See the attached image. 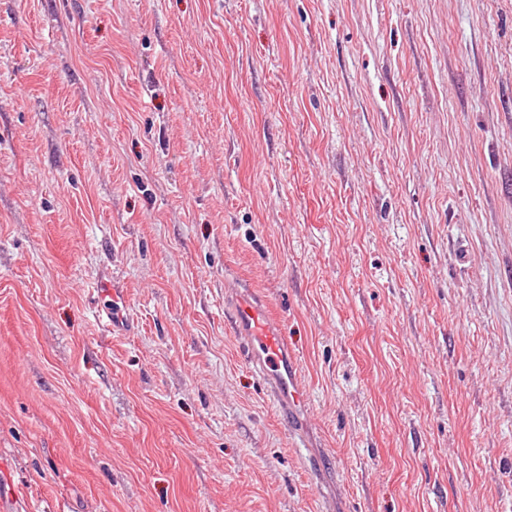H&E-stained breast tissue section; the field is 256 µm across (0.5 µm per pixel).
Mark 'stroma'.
Wrapping results in <instances>:
<instances>
[{
	"instance_id": "obj_1",
	"label": "stroma",
	"mask_w": 512,
	"mask_h": 512,
	"mask_svg": "<svg viewBox=\"0 0 512 512\" xmlns=\"http://www.w3.org/2000/svg\"><path fill=\"white\" fill-rule=\"evenodd\" d=\"M0 512H512V0H0ZM102 296H109L112 304L106 307V317L102 321L105 330L113 336H120L130 332L134 325V318L127 313L125 307V288L121 281L114 275L111 280L101 281ZM225 309L248 365L264 382L283 424L292 434L301 435L299 415L306 396L297 381V359L281 334L278 316L250 288H237L224 296Z\"/></svg>"
}]
</instances>
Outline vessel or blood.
I'll return each instance as SVG.
<instances>
[{
	"label": "vessel or blood",
	"mask_w": 512,
	"mask_h": 512,
	"mask_svg": "<svg viewBox=\"0 0 512 512\" xmlns=\"http://www.w3.org/2000/svg\"><path fill=\"white\" fill-rule=\"evenodd\" d=\"M101 286L103 295L111 299L103 321L106 331L115 336L130 332L134 319L125 309L123 284L115 278L102 281ZM224 307L248 365L263 381L283 424L292 434H301L299 415L306 397L297 381V359L281 334L278 316L247 288L226 295Z\"/></svg>",
	"instance_id": "obj_1"
}]
</instances>
